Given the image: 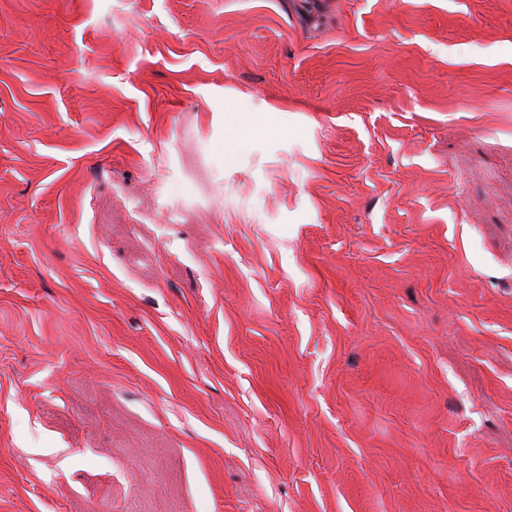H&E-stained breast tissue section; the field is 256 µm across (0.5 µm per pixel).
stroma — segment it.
Here are the masks:
<instances>
[{"mask_svg": "<svg viewBox=\"0 0 512 512\" xmlns=\"http://www.w3.org/2000/svg\"><path fill=\"white\" fill-rule=\"evenodd\" d=\"M0 512H512V0H0Z\"/></svg>", "mask_w": 512, "mask_h": 512, "instance_id": "35a3bbf8", "label": "stroma"}]
</instances>
